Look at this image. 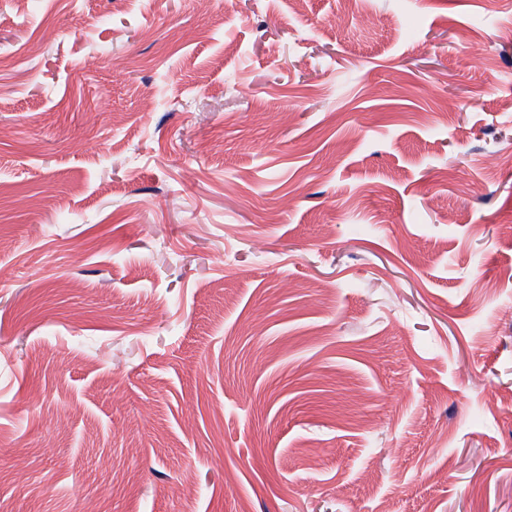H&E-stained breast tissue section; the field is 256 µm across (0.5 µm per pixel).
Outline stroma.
<instances>
[{"instance_id":"35a3bbf8","label":"stroma","mask_w":512,"mask_h":512,"mask_svg":"<svg viewBox=\"0 0 512 512\" xmlns=\"http://www.w3.org/2000/svg\"><path fill=\"white\" fill-rule=\"evenodd\" d=\"M358 9L0 0V512H512V0Z\"/></svg>"}]
</instances>
